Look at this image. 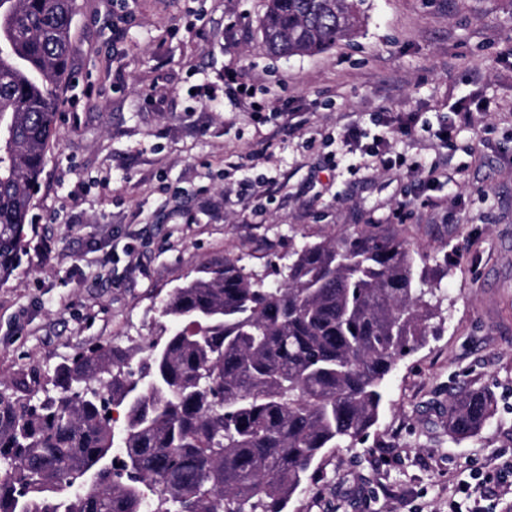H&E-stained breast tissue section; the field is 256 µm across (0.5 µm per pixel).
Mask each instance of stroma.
<instances>
[{
  "mask_svg": "<svg viewBox=\"0 0 512 512\" xmlns=\"http://www.w3.org/2000/svg\"><path fill=\"white\" fill-rule=\"evenodd\" d=\"M77 4L57 139L0 284V382L154 336L161 298L215 259L262 278L289 244L390 224L424 258L438 315L388 377L368 440L329 449L288 512H471L458 484L512 456V0H365L351 42L289 59L262 43L264 0H129L118 43L112 0ZM228 66L293 120L235 107ZM208 86L220 107L197 96ZM471 91L489 110L450 147L415 130L389 168L343 145L370 113L434 125ZM442 160L447 180L421 186L412 165ZM261 177L273 197H238ZM468 385L497 413L454 443L441 410Z\"/></svg>",
  "mask_w": 512,
  "mask_h": 512,
  "instance_id": "obj_1",
  "label": "stroma"
}]
</instances>
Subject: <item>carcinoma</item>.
Instances as JSON below:
<instances>
[{"instance_id":"cac0c4a2","label":"carcinoma","mask_w":512,"mask_h":512,"mask_svg":"<svg viewBox=\"0 0 512 512\" xmlns=\"http://www.w3.org/2000/svg\"><path fill=\"white\" fill-rule=\"evenodd\" d=\"M363 4L266 0L262 39L278 57L323 52L356 36ZM76 13L0 0V283L57 131ZM273 274L215 260L161 300V351L101 345L0 388V512H287L326 449L367 439L435 307L419 252L386 228L293 244ZM496 405L458 391L448 438L478 436Z\"/></svg>"}]
</instances>
